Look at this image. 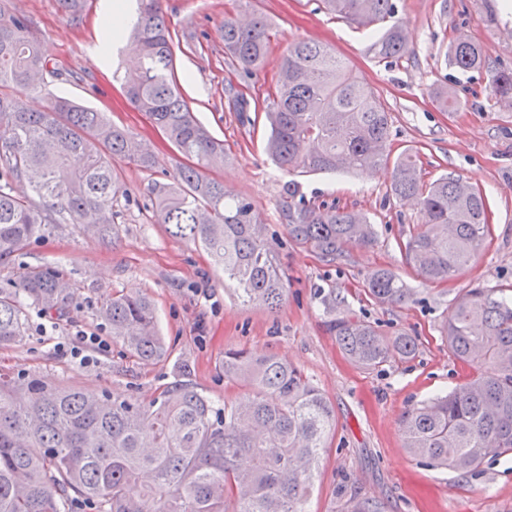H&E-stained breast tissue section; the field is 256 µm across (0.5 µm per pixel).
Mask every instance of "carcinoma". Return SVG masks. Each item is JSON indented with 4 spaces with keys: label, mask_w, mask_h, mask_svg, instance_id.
<instances>
[{
    "label": "carcinoma",
    "mask_w": 512,
    "mask_h": 512,
    "mask_svg": "<svg viewBox=\"0 0 512 512\" xmlns=\"http://www.w3.org/2000/svg\"><path fill=\"white\" fill-rule=\"evenodd\" d=\"M138 2L133 36L140 64L125 77L126 97L194 160L177 169L174 182L148 185L155 222L202 247L243 301L275 311L288 283L279 256L253 204L205 175L224 166V143L198 122L177 83L162 0ZM319 2L358 27L380 28L374 58L405 53L393 0ZM58 3L72 19L89 8V0ZM223 32L224 54L240 73L250 76L271 63L278 71L276 100L264 122L266 152L280 169L336 173L391 162L392 195L417 199L422 215L420 229L402 247L416 277L424 283L452 279L476 258L490 231L483 191L452 173L427 183L409 154L390 160L389 112L328 46L299 40L272 60L269 26L260 15L244 25L227 14ZM448 64L461 73L480 69L481 46L456 38ZM48 71L50 58L33 21L11 0H0V265L57 224L112 240L115 206L125 195L112 161L153 167L151 152L101 112L65 98L51 99L39 112L22 107L18 96L36 91L37 76ZM492 94L512 103V70L496 73ZM18 183L28 192H16ZM281 214L288 241L326 263L346 257L352 246L376 242L366 218L311 202L296 183L288 184ZM366 290L380 304H402L410 296L408 284L388 269L376 271ZM73 297L54 271H24L12 287L0 289V348L25 336L24 301L61 316ZM100 313L133 356L165 354L148 296L115 293ZM330 329L347 358L365 369L410 359L419 347L412 336H386L348 314L333 318ZM443 332L455 358L477 366L478 374L408 411L404 447L430 467L467 474L512 453V296L502 287L472 285ZM223 371L248 393L222 406L183 383L143 405L53 389L37 379L20 384L0 374V512H71L75 497L96 512H305L336 426L335 408L274 355L229 349Z\"/></svg>",
    "instance_id": "obj_1"
}]
</instances>
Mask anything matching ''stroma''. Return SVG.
<instances>
[{"instance_id": "1", "label": "stroma", "mask_w": 512, "mask_h": 512, "mask_svg": "<svg viewBox=\"0 0 512 512\" xmlns=\"http://www.w3.org/2000/svg\"><path fill=\"white\" fill-rule=\"evenodd\" d=\"M106 3L90 0L87 15L75 22L57 0H12L16 11L33 20L54 67L24 101L38 109L49 98L63 97L104 113L150 144L154 165L146 171L127 159L116 161L130 199L118 204L112 242L60 224L0 267V288L26 269L48 267L59 270L75 292L65 316L57 319L28 307V331L17 345L0 349V369L14 378H40L56 389L76 387L143 403L182 382L220 404L240 394L238 383L221 371L225 349L272 354L299 367L336 409V427L305 512H348L351 501L361 499L376 501L381 512H512V455L459 475L411 455L401 427L406 410L475 373L452 355L442 333L455 300L473 282L512 285V104L491 93L494 74L512 69V11L504 0H395V18L409 46L401 58L388 61L373 57L371 32L331 18L316 0H253L243 8L236 0H162L181 90L230 158L210 175L231 195L253 202L288 275L286 298L274 312L243 302L199 246L154 222L146 189L156 181L170 182L182 157L133 108L114 76L126 66L127 41L114 44L105 61L96 58ZM228 13L243 19L263 15L275 58L298 40L330 46L378 92L390 115L391 156H416L425 180L453 173L483 190L490 233L461 275L424 284L406 265L401 244L419 229L422 217L415 202L392 196L391 168L292 175L270 161L263 124L241 122L230 99L242 94L252 110L263 112L275 97L277 70L270 65L246 77L235 69L221 33ZM458 37L482 46V69L463 74L449 66L448 44ZM444 87L456 96L454 111L440 110L431 98L434 89ZM292 180L309 200L333 201L367 217L375 245L350 249L345 261L329 265L289 242L280 213ZM380 268L408 283L413 290L408 301L392 306L365 295L366 280ZM117 291L152 298L166 355L142 361L111 340L95 364L78 367L59 352L58 343L80 329L108 337L98 310ZM337 297L342 303L334 311L329 304ZM338 311L379 324L389 336L417 337V357L374 371L358 368L328 329Z\"/></svg>"}]
</instances>
